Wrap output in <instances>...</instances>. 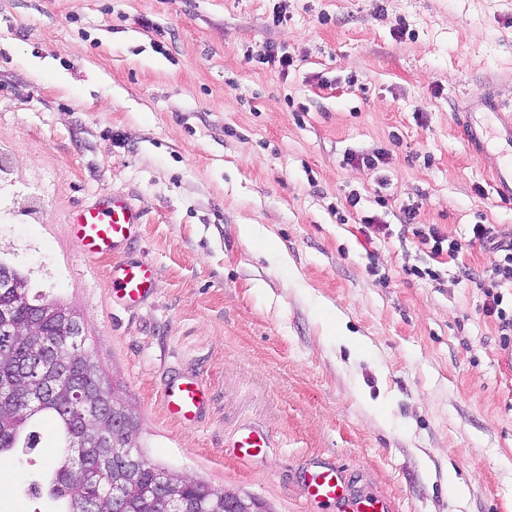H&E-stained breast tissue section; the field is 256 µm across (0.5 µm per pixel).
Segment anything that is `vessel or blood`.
<instances>
[{"mask_svg":"<svg viewBox=\"0 0 512 512\" xmlns=\"http://www.w3.org/2000/svg\"><path fill=\"white\" fill-rule=\"evenodd\" d=\"M140 214L124 197H105L79 209L71 218V233L88 257L112 256V288L115 303L126 308L148 300L154 291L152 267L142 261L124 259L122 252L135 233ZM206 390L194 378L170 380L163 388L166 414L180 422L197 420L204 411ZM268 442L259 432L246 429L232 446L239 459L259 455ZM306 497L335 502L340 512H387L377 498H361L334 463L321 464L302 480Z\"/></svg>","mask_w":512,"mask_h":512,"instance_id":"vessel-or-blood-1","label":"vessel or blood"}]
</instances>
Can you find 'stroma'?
<instances>
[{"label": "stroma", "mask_w": 512, "mask_h": 512, "mask_svg": "<svg viewBox=\"0 0 512 512\" xmlns=\"http://www.w3.org/2000/svg\"><path fill=\"white\" fill-rule=\"evenodd\" d=\"M488 94L479 156L457 123ZM511 117L512 0H0V260L81 314L156 464L275 512H338L301 491L323 462L390 512H512V347L474 284L492 257H434L405 225L512 233ZM114 193L155 269L131 309L68 228ZM365 216L389 235L366 241ZM180 374L210 391L190 425L162 406ZM246 426L270 446L243 462ZM45 508L0 472V512Z\"/></svg>", "instance_id": "1"}]
</instances>
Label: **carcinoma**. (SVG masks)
I'll return each instance as SVG.
<instances>
[{
	"instance_id": "cac0c4a2",
	"label": "carcinoma",
	"mask_w": 512,
	"mask_h": 512,
	"mask_svg": "<svg viewBox=\"0 0 512 512\" xmlns=\"http://www.w3.org/2000/svg\"><path fill=\"white\" fill-rule=\"evenodd\" d=\"M9 275L20 288L0 293V304L13 310L10 335H0V458L11 457L20 448L33 450L38 445L41 424L55 427L63 440L56 461L33 482V495L60 506V512H87L95 505L105 512L112 504L115 486L129 484L126 464L141 460L135 489L129 495L130 512H167L170 497L191 500L198 512H224V497L208 491L202 480H170L171 469L152 463L139 448H129L121 427L112 417V388L92 352L74 337L67 320L60 314L47 318L40 326L43 335L29 334L30 316L46 312L58 304L38 294H30L29 278L0 261V275ZM65 350L64 378L83 386L95 395L94 404L77 403L67 387L44 394L42 375L25 381L16 379V368L33 345Z\"/></svg>"
}]
</instances>
